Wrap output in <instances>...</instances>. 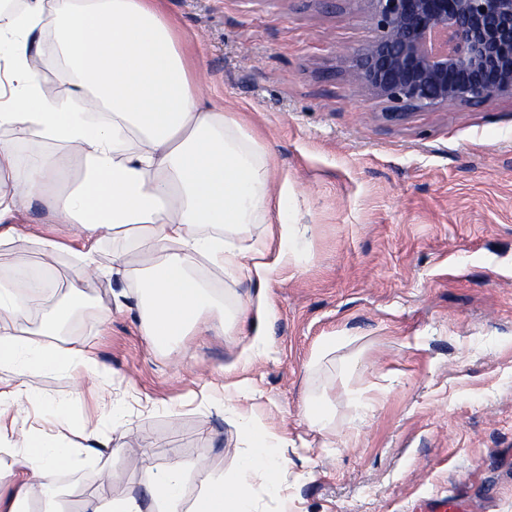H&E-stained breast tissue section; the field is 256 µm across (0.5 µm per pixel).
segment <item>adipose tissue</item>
<instances>
[{
    "instance_id": "obj_1",
    "label": "adipose tissue",
    "mask_w": 512,
    "mask_h": 512,
    "mask_svg": "<svg viewBox=\"0 0 512 512\" xmlns=\"http://www.w3.org/2000/svg\"><path fill=\"white\" fill-rule=\"evenodd\" d=\"M22 2L0 10V249L21 239L17 216L36 200L50 223L66 225L80 242L75 255L93 276H128L127 249L113 251L105 268L101 245L145 231L152 241L139 283L150 303L146 332L154 347L175 349L215 301L194 273L199 258L261 281L284 260V253L270 254L267 241L245 252L224 235L274 213L279 237L287 239L288 191L272 192L270 168L245 123L199 97L196 66L162 0ZM57 67L70 77L62 91L40 75ZM23 133L37 142L26 153ZM47 286L0 276V365L15 375L0 387V410L30 396L45 369L78 364L91 379L99 372L85 346L51 349L30 339L21 316ZM19 437L12 467L0 470V482L11 485L0 512H28L34 496L45 512H59L56 466L96 452V428L83 429L78 448L58 434L23 430ZM287 465L285 449L254 435L235 478L198 468L191 512H252L250 476L262 474L277 493ZM184 493L182 470L173 464L154 474L146 497H96L84 512H144L148 501L155 512H182Z\"/></svg>"
}]
</instances>
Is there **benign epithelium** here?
<instances>
[{
	"label": "benign epithelium",
	"mask_w": 512,
	"mask_h": 512,
	"mask_svg": "<svg viewBox=\"0 0 512 512\" xmlns=\"http://www.w3.org/2000/svg\"><path fill=\"white\" fill-rule=\"evenodd\" d=\"M377 34L354 48L352 96L391 114L512 98V0H358Z\"/></svg>",
	"instance_id": "1"
}]
</instances>
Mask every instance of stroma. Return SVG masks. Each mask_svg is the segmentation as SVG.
<instances>
[{
  "instance_id": "stroma-1",
  "label": "stroma",
  "mask_w": 512,
  "mask_h": 512,
  "mask_svg": "<svg viewBox=\"0 0 512 512\" xmlns=\"http://www.w3.org/2000/svg\"><path fill=\"white\" fill-rule=\"evenodd\" d=\"M199 65L202 96L253 129L290 199L285 261L266 281L197 273L224 295L179 348L152 346L135 278L82 280L59 253L56 286L24 322L50 347L78 342L104 383L55 368L7 411L32 432L75 437L96 424L104 447L55 475L65 512L92 497L143 494L155 471L197 464L235 476L260 431L286 444L280 493L251 480L255 512H409L458 494L471 512H512V98L393 118L352 97L350 51L375 29L357 0H164ZM29 240L0 251V273L39 266L34 236L67 240L32 203ZM264 295L263 321L244 316ZM112 308L67 335L51 316ZM349 342L322 351L326 337ZM329 408L311 432L307 401ZM65 409L67 423L56 418ZM146 446L141 462L134 449ZM103 470L104 482L90 479Z\"/></svg>"
}]
</instances>
